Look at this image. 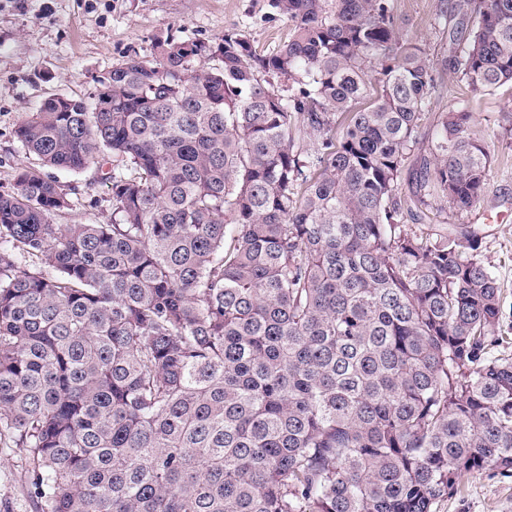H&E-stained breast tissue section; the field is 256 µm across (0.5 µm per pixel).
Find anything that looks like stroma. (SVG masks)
Returning <instances> with one entry per match:
<instances>
[{
    "instance_id": "stroma-1",
    "label": "stroma",
    "mask_w": 512,
    "mask_h": 512,
    "mask_svg": "<svg viewBox=\"0 0 512 512\" xmlns=\"http://www.w3.org/2000/svg\"><path fill=\"white\" fill-rule=\"evenodd\" d=\"M392 5L403 37L439 61L438 89L420 127L425 146L465 92L442 59L451 44H465L466 36L457 30L454 0H392ZM231 32L246 34L265 54L287 41L290 26L270 0H0V193L14 191L17 170L37 164L15 130L44 99L93 97L99 77L113 64L132 52L149 55L156 41L215 43ZM472 112L469 133L492 160L485 194L467 214L446 211L411 227L430 233L445 222L478 228L479 251L501 286L500 330L512 338V92L479 98ZM53 176L73 189L71 209L55 216V223L111 222L105 173L57 170ZM26 470L25 449L0 447V512H35ZM436 512H512V473L490 467L463 474L457 491Z\"/></svg>"
}]
</instances>
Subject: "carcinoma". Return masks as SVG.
<instances>
[{
  "label": "carcinoma",
  "mask_w": 512,
  "mask_h": 512,
  "mask_svg": "<svg viewBox=\"0 0 512 512\" xmlns=\"http://www.w3.org/2000/svg\"><path fill=\"white\" fill-rule=\"evenodd\" d=\"M271 7V53L157 41L15 130L44 167L123 165L110 224L54 223L69 192L36 169L0 194V438L38 512H435L462 473L512 471L478 233L402 224L485 193L469 100L407 200L438 62L391 0ZM455 9L459 81L512 87V0Z\"/></svg>",
  "instance_id": "obj_1"
}]
</instances>
